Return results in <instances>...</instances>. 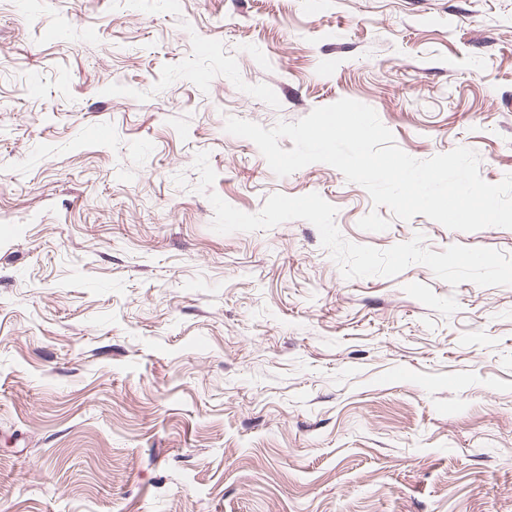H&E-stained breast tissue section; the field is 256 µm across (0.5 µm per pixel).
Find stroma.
Listing matches in <instances>:
<instances>
[{"instance_id":"1","label":"stroma","mask_w":512,"mask_h":512,"mask_svg":"<svg viewBox=\"0 0 512 512\" xmlns=\"http://www.w3.org/2000/svg\"><path fill=\"white\" fill-rule=\"evenodd\" d=\"M343 98L499 183L512 0H0V512H512V286L211 228L203 151L243 212L315 192L355 244L512 255L225 130Z\"/></svg>"}]
</instances>
